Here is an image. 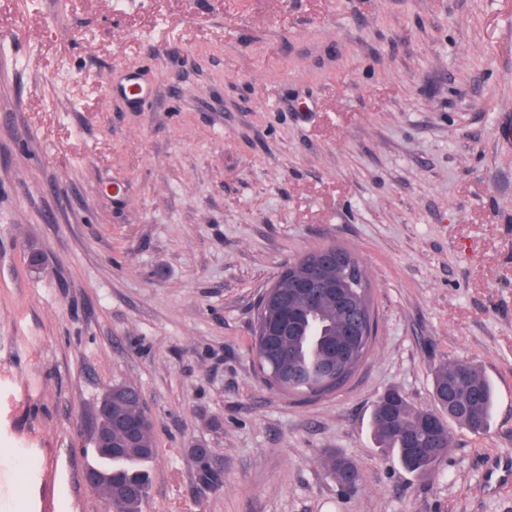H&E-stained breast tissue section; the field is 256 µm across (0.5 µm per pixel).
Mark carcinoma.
Here are the masks:
<instances>
[{
  "label": "carcinoma",
  "mask_w": 512,
  "mask_h": 512,
  "mask_svg": "<svg viewBox=\"0 0 512 512\" xmlns=\"http://www.w3.org/2000/svg\"><path fill=\"white\" fill-rule=\"evenodd\" d=\"M350 324L336 308V301L326 299L302 314L295 335L287 337L283 350H270L257 362L264 382L288 396L301 399L321 398L334 393L339 385L325 386L313 370L331 360V351L350 338ZM301 371L302 382L290 386L277 377L279 373ZM135 388L112 387V440L120 442V419L142 413L134 398ZM433 400L436 409L412 405L398 389H387L378 397L373 410L372 428L382 448L392 449L402 466L417 473L431 471L447 455L450 433L447 421H454L472 433L482 434L491 425L494 394L490 379L474 361L454 360L440 365L434 373ZM428 417L437 420L438 430L426 436L422 423ZM94 466L112 474V502L118 512H142V496L149 480L145 465L156 455L152 422L143 424L135 448H92ZM326 469L343 483L355 465L345 457L329 454Z\"/></svg>",
  "instance_id": "cac0c4a2"
}]
</instances>
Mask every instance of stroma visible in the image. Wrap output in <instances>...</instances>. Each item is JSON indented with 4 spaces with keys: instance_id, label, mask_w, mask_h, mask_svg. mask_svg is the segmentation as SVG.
<instances>
[{
    "instance_id": "35a3bbf8",
    "label": "stroma",
    "mask_w": 512,
    "mask_h": 512,
    "mask_svg": "<svg viewBox=\"0 0 512 512\" xmlns=\"http://www.w3.org/2000/svg\"><path fill=\"white\" fill-rule=\"evenodd\" d=\"M1 31L0 512H106L85 449L121 384L154 423L142 512H512V0H0ZM132 71L151 95L109 94ZM326 244L376 337L297 401L254 368L256 306ZM452 359L490 430L409 472L374 403L432 407Z\"/></svg>"
}]
</instances>
